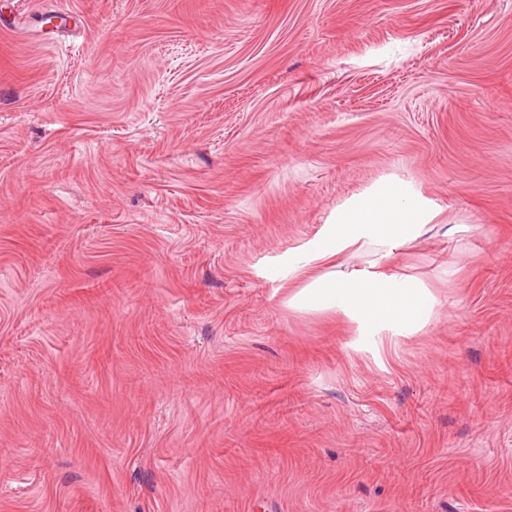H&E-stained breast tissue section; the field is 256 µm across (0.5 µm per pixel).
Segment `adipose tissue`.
I'll return each instance as SVG.
<instances>
[{
  "label": "adipose tissue",
  "instance_id": "ef3b65f1",
  "mask_svg": "<svg viewBox=\"0 0 512 512\" xmlns=\"http://www.w3.org/2000/svg\"><path fill=\"white\" fill-rule=\"evenodd\" d=\"M438 210L398 182H381L337 207L323 238L294 263L299 288L286 304L302 312L340 313L358 338H394L421 332L430 323L436 298L414 278L387 264L401 247L421 237ZM369 251L367 265L340 259L346 251Z\"/></svg>",
  "mask_w": 512,
  "mask_h": 512
}]
</instances>
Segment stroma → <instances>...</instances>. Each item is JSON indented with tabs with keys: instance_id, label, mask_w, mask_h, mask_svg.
<instances>
[{
	"instance_id": "obj_1",
	"label": "stroma",
	"mask_w": 512,
	"mask_h": 512,
	"mask_svg": "<svg viewBox=\"0 0 512 512\" xmlns=\"http://www.w3.org/2000/svg\"><path fill=\"white\" fill-rule=\"evenodd\" d=\"M387 178L376 344L286 299ZM0 512H512V0H0ZM439 211L398 182H381L338 207L323 238L294 262L302 277L286 300L302 312L341 313L358 339L412 336L430 323L436 298L414 278L386 263L408 241L421 237ZM348 250L371 251L366 266L336 264ZM322 267L316 275L309 270Z\"/></svg>"
}]
</instances>
